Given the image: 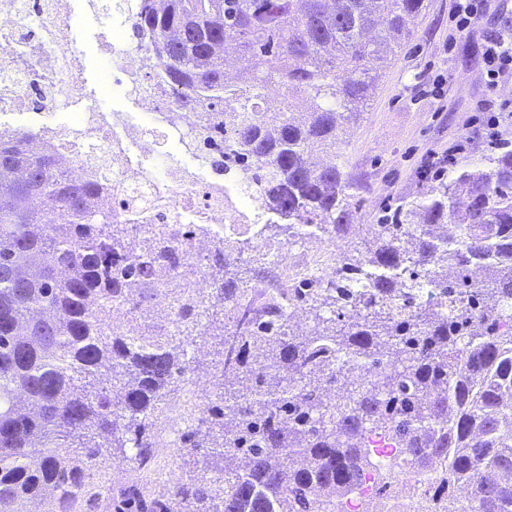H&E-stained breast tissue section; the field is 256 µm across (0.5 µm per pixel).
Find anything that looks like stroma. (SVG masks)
<instances>
[{
    "mask_svg": "<svg viewBox=\"0 0 512 512\" xmlns=\"http://www.w3.org/2000/svg\"><path fill=\"white\" fill-rule=\"evenodd\" d=\"M453 8L454 0H425L410 23L411 39L336 138V166L349 184L353 214L349 228L335 237L337 258L356 255L369 225L386 209L419 199L435 185L434 176L417 174L427 149L479 137L477 127L463 122L488 96L480 79L481 40L463 37L447 48ZM436 76L442 79L437 97L428 93Z\"/></svg>",
    "mask_w": 512,
    "mask_h": 512,
    "instance_id": "obj_1",
    "label": "stroma"
}]
</instances>
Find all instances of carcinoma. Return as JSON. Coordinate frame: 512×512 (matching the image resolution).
<instances>
[{
	"instance_id": "obj_1",
	"label": "carcinoma",
	"mask_w": 512,
	"mask_h": 512,
	"mask_svg": "<svg viewBox=\"0 0 512 512\" xmlns=\"http://www.w3.org/2000/svg\"><path fill=\"white\" fill-rule=\"evenodd\" d=\"M137 0L131 25L209 154L238 166L294 238L350 224L337 131L404 45L424 0ZM308 111L263 108L271 81ZM240 113L224 125V111ZM103 182H70L25 130L0 136V512H313L359 488L373 436L435 473L427 512H512V149L454 170L372 225L364 255L289 283L249 241H213L209 288L175 279L201 224H109ZM58 202L56 222L38 202ZM421 218L413 226L415 218ZM268 284L259 293L237 268ZM494 304H488V300ZM167 303L163 323L137 314ZM314 325L301 331L290 310ZM212 339L191 455L161 496L111 481L104 457L148 465L158 423ZM469 495L457 504L460 486Z\"/></svg>"
}]
</instances>
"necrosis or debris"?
Here are the masks:
<instances>
[{"label": "necrosis or debris", "instance_id": "obj_1", "mask_svg": "<svg viewBox=\"0 0 512 512\" xmlns=\"http://www.w3.org/2000/svg\"><path fill=\"white\" fill-rule=\"evenodd\" d=\"M130 8L106 9L102 0H0V134L33 129L67 158L79 179L103 178L114 224H208L251 233L265 204L243 181L227 184L207 170V159L184 158L198 137L193 118L169 95L147 90L159 65L147 47H128ZM102 65V87H117L133 111L99 104L87 88V49ZM388 475L386 493L379 478ZM427 475L407 457L378 450L373 470L350 500L317 512H418Z\"/></svg>", "mask_w": 512, "mask_h": 512}]
</instances>
